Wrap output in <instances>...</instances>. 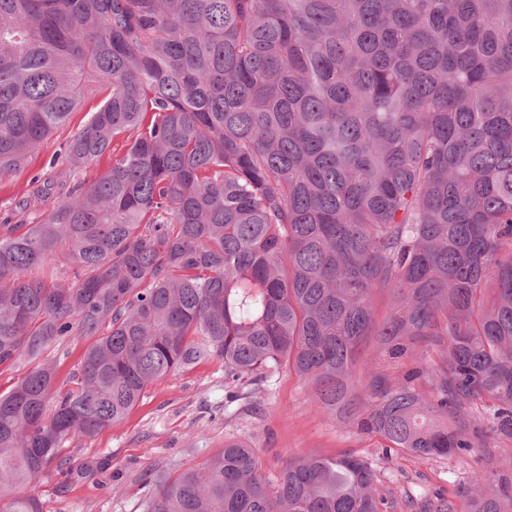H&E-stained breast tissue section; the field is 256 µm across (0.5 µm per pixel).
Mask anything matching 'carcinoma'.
Returning a JSON list of instances; mask_svg holds the SVG:
<instances>
[{"label":"carcinoma","mask_w":512,"mask_h":512,"mask_svg":"<svg viewBox=\"0 0 512 512\" xmlns=\"http://www.w3.org/2000/svg\"><path fill=\"white\" fill-rule=\"evenodd\" d=\"M100 91L22 211L65 199L0 225V370L17 373L0 393V512H43L16 489L52 468L66 487L65 444L213 359L231 400L294 371L385 453L512 438V0H0L1 174ZM378 289L394 298L382 318ZM74 336L93 343L63 392L49 350ZM371 336L439 362L359 377ZM382 504L364 460L310 453L272 484L231 441L145 512ZM401 508L512 512V473Z\"/></svg>","instance_id":"obj_1"}]
</instances>
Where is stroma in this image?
<instances>
[{"label": "stroma", "instance_id": "obj_1", "mask_svg": "<svg viewBox=\"0 0 512 512\" xmlns=\"http://www.w3.org/2000/svg\"><path fill=\"white\" fill-rule=\"evenodd\" d=\"M100 105V98L85 100L21 168L0 175V222L15 217L32 181L54 177L63 169L66 140ZM255 400L261 408L256 417L241 413L239 403L228 402L221 361L177 371L148 386L120 424L67 445L73 467L69 484L52 472L21 492L38 497L44 512H144L151 483L202 467L229 441L253 448L270 481L288 459L304 453H346L367 460L380 494L389 501L408 494L452 496L475 469L512 470V439L505 437L464 458L407 453L385 457L377 437L358 429L348 417L321 410L314 387L285 369Z\"/></svg>", "mask_w": 512, "mask_h": 512}]
</instances>
